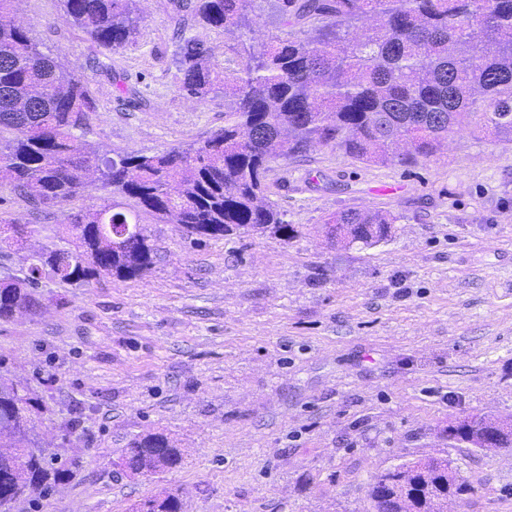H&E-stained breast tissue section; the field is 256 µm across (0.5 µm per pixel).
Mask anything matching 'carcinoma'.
Instances as JSON below:
<instances>
[{
    "label": "carcinoma",
    "mask_w": 512,
    "mask_h": 512,
    "mask_svg": "<svg viewBox=\"0 0 512 512\" xmlns=\"http://www.w3.org/2000/svg\"><path fill=\"white\" fill-rule=\"evenodd\" d=\"M14 0H0V181L36 207H49L85 188L101 187L135 201L122 211L108 200L68 217L72 251L33 257L28 275L0 283V319L34 306L29 289L43 277L66 285L101 275L132 279L154 265L140 214L169 218L201 242L234 231L288 233L280 213L263 202L268 164L318 146L340 148L365 163L411 164L432 155L454 128L512 141V0H279L283 25L312 17L302 38L279 36L243 48L232 72L205 63L207 49L189 37L177 53L182 89L204 99L224 86V127L199 146L100 159L84 151L75 131L94 111L87 84L44 53L10 20ZM74 27L98 47L134 41L137 0H61ZM251 0H193L198 25L240 32ZM372 15L363 32L355 22ZM336 243L377 244L389 236L382 210H346L330 220ZM26 227L0 218V244L21 245ZM512 447V424L466 417L448 438L472 442L473 427ZM33 398L0 377V508L41 498L70 479L67 462L38 445ZM179 448L158 434L134 439L122 466L134 474L172 469ZM468 491L448 461L419 459L376 478L369 496L377 512H442ZM139 512H180L173 494L139 504Z\"/></svg>",
    "instance_id": "1"
}]
</instances>
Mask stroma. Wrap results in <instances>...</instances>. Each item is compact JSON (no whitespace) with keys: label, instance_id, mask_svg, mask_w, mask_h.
Wrapping results in <instances>:
<instances>
[{"label":"stroma","instance_id":"stroma-1","mask_svg":"<svg viewBox=\"0 0 512 512\" xmlns=\"http://www.w3.org/2000/svg\"><path fill=\"white\" fill-rule=\"evenodd\" d=\"M275 0H251L244 36L195 25L188 0H140L134 42L107 52L72 27L60 0H15L17 23L84 80L95 110L80 141L99 157L202 143L224 125V92L181 88L175 64L195 37L217 68L243 44L303 36ZM272 229L192 242L143 217L156 256L136 279L85 285L42 278L30 311L0 320V377L45 410L43 447L72 478L11 512H134L167 490L182 512H373L370 483L425 458L448 460L469 490L448 512H512V447L449 440L457 419L512 421V142L449 134L417 163H362L330 146L273 160ZM108 193L96 178L35 208L0 184V217L25 225L0 248V281L33 253L68 248L70 214ZM381 209L390 240L343 247L336 212ZM182 450L158 474L123 469L134 437Z\"/></svg>","mask_w":512,"mask_h":512}]
</instances>
